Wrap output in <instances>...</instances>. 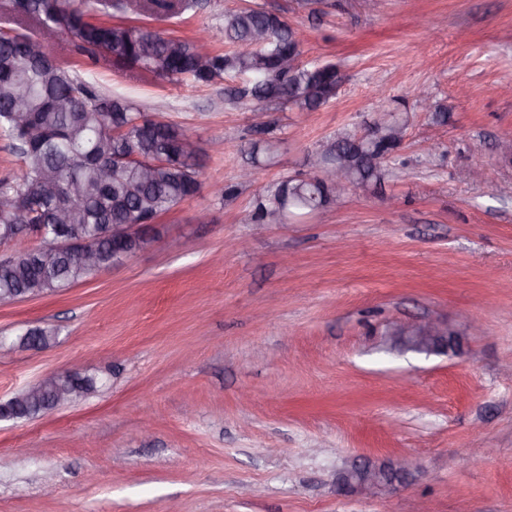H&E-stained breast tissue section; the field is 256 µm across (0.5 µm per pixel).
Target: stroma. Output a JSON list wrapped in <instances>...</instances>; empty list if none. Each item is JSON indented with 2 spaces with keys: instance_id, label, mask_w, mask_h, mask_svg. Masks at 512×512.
<instances>
[{
  "instance_id": "35a3bbf8",
  "label": "stroma",
  "mask_w": 512,
  "mask_h": 512,
  "mask_svg": "<svg viewBox=\"0 0 512 512\" xmlns=\"http://www.w3.org/2000/svg\"><path fill=\"white\" fill-rule=\"evenodd\" d=\"M204 3L165 31L189 38L259 6L296 29L302 63H334L343 81L312 112L270 105L273 153L254 166L247 106L224 101L245 79L198 86L51 43L78 79L189 129L201 189L114 267L0 303V402L62 368L99 381L49 415L0 421V512H418L424 499L512 512V0ZM421 86L447 123L416 107ZM393 108L410 121L382 190L260 232L241 223L305 175L311 150ZM476 167L496 194L469 179ZM428 321L461 351L395 348V325ZM45 324L52 347L19 345ZM398 458L411 474L391 492L337 493L343 469Z\"/></svg>"
}]
</instances>
